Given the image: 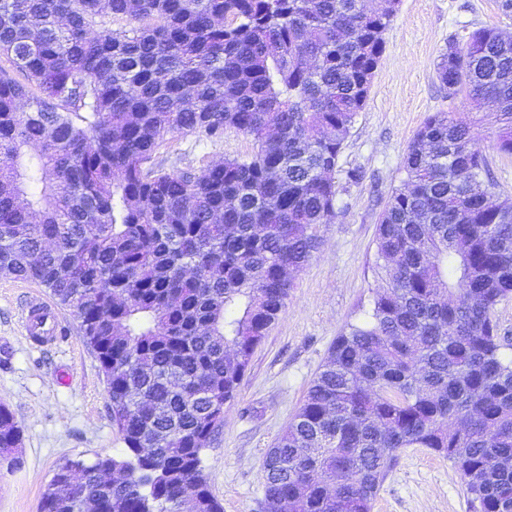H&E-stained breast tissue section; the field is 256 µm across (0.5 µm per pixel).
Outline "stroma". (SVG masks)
Masks as SVG:
<instances>
[{
    "label": "stroma",
    "mask_w": 512,
    "mask_h": 512,
    "mask_svg": "<svg viewBox=\"0 0 512 512\" xmlns=\"http://www.w3.org/2000/svg\"><path fill=\"white\" fill-rule=\"evenodd\" d=\"M512 32L502 0H401L372 80L367 105L344 143L336 171V214L322 225L323 244L296 275L285 311L255 348L235 399L202 455L210 490L224 512H263L262 460L303 404L336 337L360 322L380 280L376 229L400 186L407 147L434 112H464L487 158L484 184L512 198V155L497 145L490 108L449 97L438 65L449 48L466 49L478 29ZM255 149L250 137L226 131L209 140L172 134L154 154L170 172H196ZM38 284L0 274V406L13 414L22 441L13 472H0V512H39L57 467L119 454L105 378L69 308L57 307L64 336L31 341L22 311ZM452 464L425 448L400 451L371 512H478Z\"/></svg>",
    "instance_id": "35a3bbf8"
}]
</instances>
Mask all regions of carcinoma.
Segmentation results:
<instances>
[{
  "mask_svg": "<svg viewBox=\"0 0 512 512\" xmlns=\"http://www.w3.org/2000/svg\"><path fill=\"white\" fill-rule=\"evenodd\" d=\"M400 0H0V273L71 309L125 448L61 464L95 512H224L202 453L295 274L336 212L344 142ZM499 112L512 154V39L475 31L438 68ZM251 137L198 172L152 163L164 137ZM458 112L410 142L378 225L370 320L336 341L263 462L278 512H371L404 448L446 457L481 512H512V201ZM21 442L0 407V467ZM152 449L149 455L140 452ZM121 472L124 482L102 483ZM496 318L499 328V336L505 340L503 352L507 358L512 357V298L498 305Z\"/></svg>",
  "mask_w": 512,
  "mask_h": 512,
  "instance_id": "carcinoma-1",
  "label": "carcinoma"
}]
</instances>
